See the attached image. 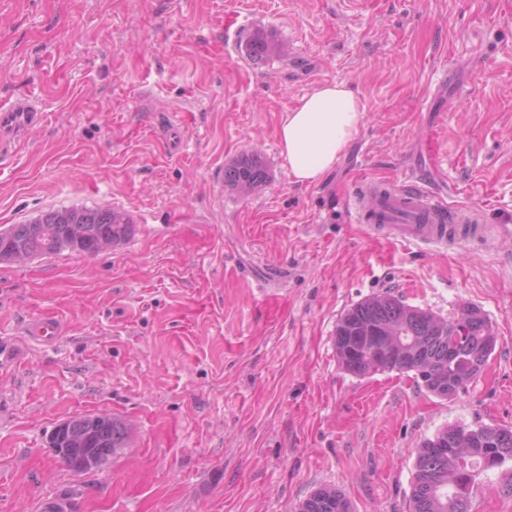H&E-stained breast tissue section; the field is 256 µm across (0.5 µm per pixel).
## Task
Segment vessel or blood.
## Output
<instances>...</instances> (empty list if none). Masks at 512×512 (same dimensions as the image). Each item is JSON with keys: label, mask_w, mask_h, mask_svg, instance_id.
<instances>
[{"label": "vessel or blood", "mask_w": 512, "mask_h": 512, "mask_svg": "<svg viewBox=\"0 0 512 512\" xmlns=\"http://www.w3.org/2000/svg\"><path fill=\"white\" fill-rule=\"evenodd\" d=\"M44 121V113L27 99L0 112V154L8 153L21 135ZM339 206L350 223L392 243L445 248L493 239V230L484 224L480 208H449L441 193L415 182L398 184L363 178L340 199ZM22 333L33 341L46 342L62 335L63 323L55 313L44 312L30 318Z\"/></svg>", "instance_id": "obj_1"}]
</instances>
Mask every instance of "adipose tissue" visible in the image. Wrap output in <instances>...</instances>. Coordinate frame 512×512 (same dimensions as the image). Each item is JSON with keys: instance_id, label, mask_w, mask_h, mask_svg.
I'll list each match as a JSON object with an SVG mask.
<instances>
[{"instance_id": "obj_1", "label": "adipose tissue", "mask_w": 512, "mask_h": 512, "mask_svg": "<svg viewBox=\"0 0 512 512\" xmlns=\"http://www.w3.org/2000/svg\"><path fill=\"white\" fill-rule=\"evenodd\" d=\"M363 114L357 96L343 83L324 84L304 96L279 130L281 153L295 182L320 183L358 132Z\"/></svg>"}]
</instances>
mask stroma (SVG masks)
<instances>
[{"mask_svg":"<svg viewBox=\"0 0 512 512\" xmlns=\"http://www.w3.org/2000/svg\"><path fill=\"white\" fill-rule=\"evenodd\" d=\"M257 34L276 53L250 56ZM334 82L363 123L321 183H296L282 119ZM27 97L48 120L0 157V228L89 207L136 230L94 256L0 262V337L23 350L0 363V512H294L320 486L352 512H408L424 439L512 428V0H0V105ZM245 151L270 182L243 198L224 166ZM415 170L507 235L427 251L316 223L320 196L359 174ZM386 292L484 313L499 343L467 389L342 369L337 320ZM44 310L63 335L28 341ZM103 414L129 426L127 448L70 472L52 430ZM471 512H512V463L477 477Z\"/></svg>","mask_w":512,"mask_h":512,"instance_id":"obj_1","label":"stroma"}]
</instances>
